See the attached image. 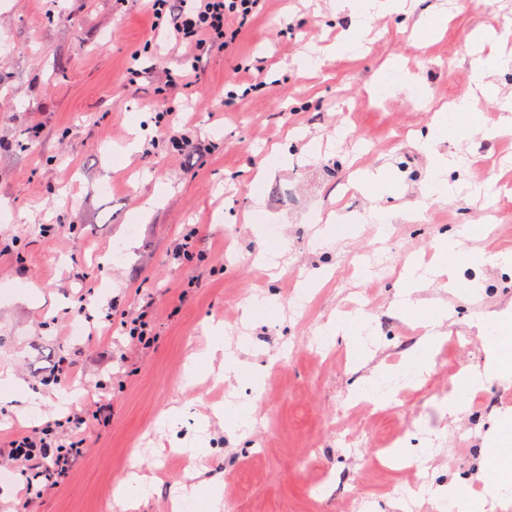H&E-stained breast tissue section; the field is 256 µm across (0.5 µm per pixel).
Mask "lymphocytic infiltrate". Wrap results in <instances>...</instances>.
I'll list each match as a JSON object with an SVG mask.
<instances>
[{"label":"lymphocytic infiltrate","instance_id":"1","mask_svg":"<svg viewBox=\"0 0 512 512\" xmlns=\"http://www.w3.org/2000/svg\"><path fill=\"white\" fill-rule=\"evenodd\" d=\"M263 0H148L153 36L186 47L178 68H138L141 52L130 55L129 83L145 73L155 74L157 93L185 88L204 58L223 53L236 44L259 12ZM90 419L73 411L39 428L22 430L0 442V461L25 479V500L38 499L56 489V475L68 471L85 454L81 429Z\"/></svg>","mask_w":512,"mask_h":512}]
</instances>
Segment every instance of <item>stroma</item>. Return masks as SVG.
I'll use <instances>...</instances> for the list:
<instances>
[{
    "label": "stroma",
    "mask_w": 512,
    "mask_h": 512,
    "mask_svg": "<svg viewBox=\"0 0 512 512\" xmlns=\"http://www.w3.org/2000/svg\"><path fill=\"white\" fill-rule=\"evenodd\" d=\"M444 19L441 32L420 22ZM305 20L295 38L281 40L282 20ZM512 23V0H414L411 13L377 18L362 50L341 48L347 21L331 0H265L262 12L227 53L207 59L191 87L156 96L147 81L128 85L125 68L150 38L143 0H0V370L11 369L19 393L0 399V438L18 427H40L79 407L97 410L107 388L110 416L87 429L89 452L60 488L29 503L15 493L11 512H101L121 504L118 489L130 474L156 481L135 512H171L175 488L201 480L224 487L223 512H349L335 472L357 482L364 512H393L403 469H380L375 458L395 430L406 451H433L428 481L478 479L485 436L512 409V377L494 379L471 397L470 410L452 421L444 407L448 385L465 368H483L485 349L472 322L512 305V267L486 266L485 293L472 303L441 284L422 291L455 314L443 330L433 372L399 396L386 415L353 403L358 356L346 345L318 350L316 332L359 301L376 339L374 363L400 365L422 336L417 321L392 303L406 263L431 258L434 243L477 221L495 217L479 248L512 250V141L459 134L438 152L455 162L452 177L469 193L449 202L423 195L429 160L417 146L436 110L477 93L470 38L478 29ZM313 51L321 65L298 70ZM269 62L266 89L228 103L235 64ZM398 65L415 94L390 88ZM477 93L489 123L505 124L512 71L490 76ZM174 110L171 127L158 112ZM190 132L201 154H180L174 135ZM137 139V151L123 147ZM287 146L285 168L254 171L273 145ZM389 167L403 196L361 191L358 171ZM168 193L148 219L138 212L157 184ZM394 214L387 233L368 215ZM340 218L338 240L314 249L313 215ZM198 234L186 256L177 251L190 229ZM287 241L275 275L259 264L261 245ZM384 258V274H359L356 258ZM323 269L314 294L293 301L307 275ZM274 292L281 310L246 323L254 296ZM145 316L151 342L132 345L122 318ZM83 323V336L72 334ZM229 338L248 335L243 359L265 371L262 393L248 377L210 385V365L193 386L184 384L188 356L204 347L211 326ZM67 359L70 373L43 389L40 379ZM247 404L250 436L233 443L229 421L212 406ZM181 408L176 428L157 431L169 407ZM200 438L202 455L186 469L181 443Z\"/></svg>",
    "instance_id": "1"
}]
</instances>
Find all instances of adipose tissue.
<instances>
[{"mask_svg": "<svg viewBox=\"0 0 512 512\" xmlns=\"http://www.w3.org/2000/svg\"><path fill=\"white\" fill-rule=\"evenodd\" d=\"M408 0H337V8L349 12L352 17L351 32L343 47L353 50L359 47L361 36L366 33L376 18L385 15H402L406 12ZM466 113L471 117V127L483 130L487 120L477 108L476 100L463 96L450 103L433 116L432 131L418 144L430 158L424 185L430 197L445 200L460 191L458 184L448 180V160L437 151V145L448 134H455L451 117ZM435 256L431 263L409 262L401 275L396 292L395 307L402 315L417 318L425 329L415 346L406 353L401 368L375 367L368 375L355 382L350 398L353 401H380L382 406L394 402V391H382L384 382L398 376L400 371L412 373L415 380H422L434 365V356L443 342L440 328L449 320L452 311L442 301L424 303L417 294L437 279L447 281L450 293L455 295H478L483 290L480 280L466 281L456 274L459 255H466L468 264L512 267V253L485 254L475 250L466 252L461 240L454 235L439 237L434 245ZM479 333L486 343V362L483 370L465 369L455 377L445 399L449 418L455 419L464 412L468 395L481 388L485 381L494 377L512 376V308L489 311L476 318ZM490 454L482 463L481 492H473L466 484L451 481L438 486L429 485L423 490L430 504L439 512H486L487 506L507 507L512 504V411L501 413L497 426L485 440Z\"/></svg>", "mask_w": 512, "mask_h": 512, "instance_id": "adipose-tissue-1", "label": "adipose tissue"}]
</instances>
